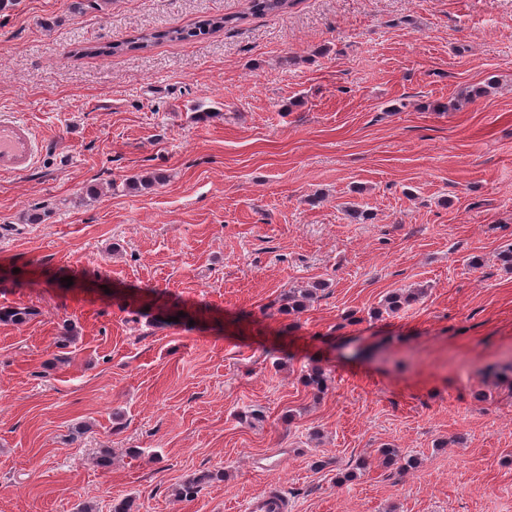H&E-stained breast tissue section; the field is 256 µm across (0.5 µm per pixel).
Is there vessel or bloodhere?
Masks as SVG:
<instances>
[{"label": "vessel or blood", "instance_id": "obj_1", "mask_svg": "<svg viewBox=\"0 0 512 512\" xmlns=\"http://www.w3.org/2000/svg\"><path fill=\"white\" fill-rule=\"evenodd\" d=\"M40 139L27 121L0 114V175L26 174L36 162ZM285 504L278 495L262 491L252 496L245 512H284Z\"/></svg>", "mask_w": 512, "mask_h": 512}]
</instances>
